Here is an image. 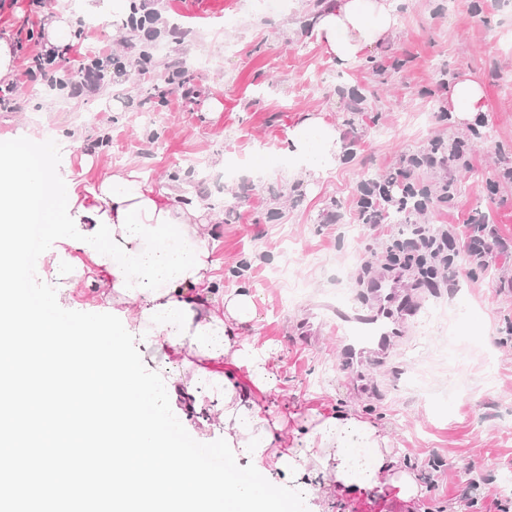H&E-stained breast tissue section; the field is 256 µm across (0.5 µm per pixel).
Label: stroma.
Masks as SVG:
<instances>
[{
    "label": "stroma",
    "mask_w": 512,
    "mask_h": 512,
    "mask_svg": "<svg viewBox=\"0 0 512 512\" xmlns=\"http://www.w3.org/2000/svg\"><path fill=\"white\" fill-rule=\"evenodd\" d=\"M160 32L132 34L119 13L80 23L60 77L89 56H120L126 74L82 95L37 81L19 85V108L0 112V141L27 132L66 145L60 171L88 162V179L123 166L162 179L178 175L190 195L222 209L214 256L225 287L247 282L257 318L246 338L272 348L273 387L291 405H350L386 423L411 461L422 498L406 505L384 487L354 495L340 512H497L512 510V0H399V27L362 60L337 68L316 44L308 0L257 15L253 0H158ZM236 23L225 26V17ZM163 46L147 71L136 65L147 42ZM213 56L224 68L194 66ZM187 69L183 90L169 89L171 66ZM474 74L487 110L475 137L443 112L449 82ZM224 111L207 112L211 99ZM309 115L342 134V158L326 177L289 179L288 135ZM468 147V167L421 174L434 186H460L422 224H451L468 236L476 219L492 224L507 251L488 267L465 264L447 286L414 293L422 308L451 311L449 327L404 321L405 333L381 362L344 367L329 336V308L347 279L367 297L362 276L348 274L354 253L381 256L397 224L354 237L358 187L384 179L434 139ZM289 268V278L278 275ZM473 307L458 313L463 299Z\"/></svg>",
    "instance_id": "obj_1"
}]
</instances>
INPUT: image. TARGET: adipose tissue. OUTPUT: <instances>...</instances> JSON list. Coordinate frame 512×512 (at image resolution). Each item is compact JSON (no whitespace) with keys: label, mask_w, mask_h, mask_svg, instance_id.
Returning <instances> with one entry per match:
<instances>
[{"label":"adipose tissue","mask_w":512,"mask_h":512,"mask_svg":"<svg viewBox=\"0 0 512 512\" xmlns=\"http://www.w3.org/2000/svg\"><path fill=\"white\" fill-rule=\"evenodd\" d=\"M74 11H58L43 27L46 47L64 50L73 43L78 15L106 17L122 8L124 0H76ZM399 24L394 0H328L315 25L317 42L346 68L362 59L366 50L385 41ZM448 111L459 124L474 123L487 109L483 85L472 75L453 80L448 89ZM319 133L318 147L326 162L339 161L341 136L322 118H306L288 135V153L294 164L309 156L308 129ZM78 202L86 209L106 212L117 220L119 210L142 200L154 201L181 223L190 243L210 247V225L223 215L191 196L128 169L89 180L74 176ZM80 260L84 277L72 276V285H85L93 306L123 311L141 343L173 358L180 370L169 381L188 408L216 417L223 428L220 442L226 458L242 453L241 441L267 431L272 441L261 453L260 466L280 477L289 498L305 497L336 505L346 497L384 485L406 503L417 501L420 488L412 466L394 454L388 426L350 406L322 410L300 406L293 415L281 412L276 402L262 401L271 389L273 373L267 347L242 336L256 319L255 296L250 288H227L219 264L206 258L204 269L177 281L174 290L159 298L150 293L128 297L119 293L113 264H98L88 251L66 247Z\"/></svg>","instance_id":"1"}]
</instances>
